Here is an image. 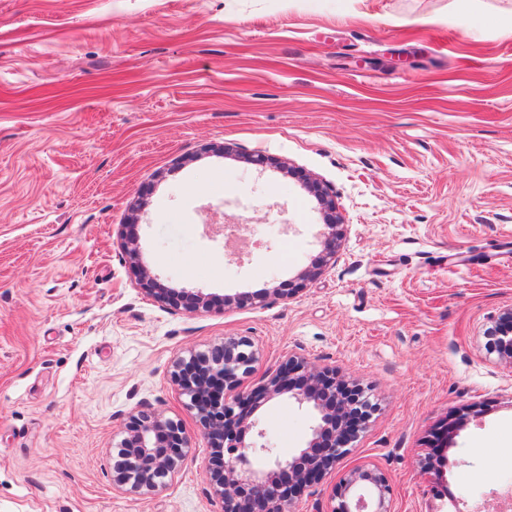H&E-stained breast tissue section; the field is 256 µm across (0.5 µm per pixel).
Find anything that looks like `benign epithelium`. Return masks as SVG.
Wrapping results in <instances>:
<instances>
[{"label":"benign epithelium","instance_id":"1","mask_svg":"<svg viewBox=\"0 0 512 512\" xmlns=\"http://www.w3.org/2000/svg\"><path fill=\"white\" fill-rule=\"evenodd\" d=\"M317 198L326 218L320 233L321 261L305 271L310 276L336 260V227L341 218L336 202L317 180L303 179ZM143 290L172 308L186 302L206 309L209 301L199 293L175 292L143 271ZM502 319L508 326L497 333L499 353L512 359V310ZM246 340H226L210 353H193L175 371L177 385L197 411L205 438L224 449V465L211 472L215 492L224 499V512H292L293 498L306 486L320 482L344 455L365 421L351 417L352 387L336 380V368L310 365L304 360L288 364L268 385L246 397L234 394L239 374L255 358ZM288 394L308 403L318 413L311 437L288 460L273 456L267 433L253 419L256 403ZM251 441H246L247 436ZM118 483L131 492L154 491L175 477L189 452L188 439L172 420L140 415L121 441ZM329 512H392L389 484L374 465L349 471L333 488Z\"/></svg>","mask_w":512,"mask_h":512}]
</instances>
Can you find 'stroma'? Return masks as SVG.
<instances>
[{
	"mask_svg": "<svg viewBox=\"0 0 512 512\" xmlns=\"http://www.w3.org/2000/svg\"><path fill=\"white\" fill-rule=\"evenodd\" d=\"M305 175L343 218L308 279ZM144 269L209 308L156 301ZM510 310L512 0H0V512H224L173 372L228 338L257 351L240 393L298 357L375 405L293 512L363 464L394 512L512 493V359L487 347ZM142 413L191 452L132 493L115 463ZM255 416L280 458L311 436L289 395Z\"/></svg>",
	"mask_w": 512,
	"mask_h": 512,
	"instance_id": "1",
	"label": "stroma"
}]
</instances>
